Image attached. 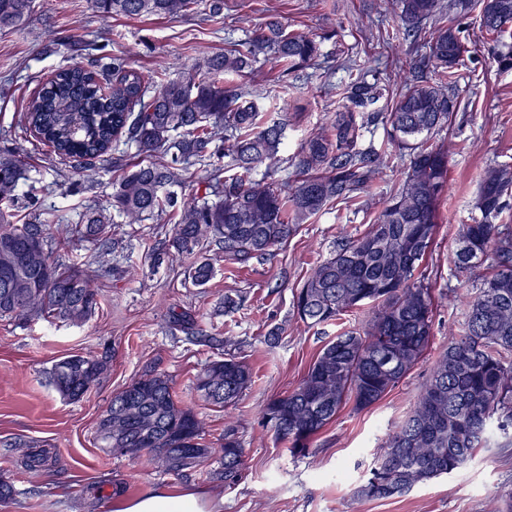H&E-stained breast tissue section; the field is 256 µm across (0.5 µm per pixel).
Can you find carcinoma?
<instances>
[{"label": "carcinoma", "mask_w": 512, "mask_h": 512, "mask_svg": "<svg viewBox=\"0 0 512 512\" xmlns=\"http://www.w3.org/2000/svg\"><path fill=\"white\" fill-rule=\"evenodd\" d=\"M103 17L185 16L196 0H91ZM404 39L416 44L423 27L436 23L425 53L415 61L395 60L398 70L424 65L437 79H414L385 111H368L383 93L355 78L340 93L342 110L329 132L307 137L291 160L295 184L271 174L256 178L260 166L280 161L288 119L262 121L258 102L224 76L253 73L258 56H271L289 73L320 56L312 37L287 28L274 16L233 52L184 65L174 78L144 75L124 58L103 54L57 70L33 93L23 113L29 129L53 151L83 164L96 175L93 160L123 144L139 160L121 166L107 205L86 210L56 237L52 225L34 213L15 220L20 184L30 180L20 155L0 153V317L60 319L85 323L99 304L93 279L56 256L52 243L75 239L112 251V224L169 217L173 227L155 261L173 264L195 257L216 243L224 255L243 263L263 259L296 233L299 225L328 206L357 198L395 155L357 147L362 125L382 124L409 163L398 189L389 195L364 232L346 237L309 274L294 297L305 324L342 319L369 307L361 330H349L324 345L300 383L271 399L264 419L294 454L347 405L356 412L382 400L426 357L438 307L419 270L434 242L441 196L448 183V151L425 145L449 125L457 99L449 87L455 69L470 53L460 30L440 21L480 12L482 31L496 38L498 69L512 70V0H397ZM33 0H0V29L23 24ZM208 167L203 195L186 199L189 167ZM512 190V166L485 169L475 199L480 217L462 225L455 266L466 272L486 261L489 272L478 293L465 301L462 327L448 325V347L409 416L387 440L361 496L385 500L412 487L462 469L479 448L512 447V229L497 223ZM214 268L206 260L188 267V279L206 285ZM105 358L70 355L52 366L58 394L77 401L107 371ZM250 367L234 356L208 362L196 389L208 403L235 404L252 383ZM98 447L109 455L122 450L151 454L163 470L180 477L220 454L224 481L233 482L245 464L236 428H224V443L212 448L203 422L178 403L168 376L149 370L112 396L106 422L97 426ZM48 449H31L17 464L25 470L54 464Z\"/></svg>", "instance_id": "carcinoma-1"}]
</instances>
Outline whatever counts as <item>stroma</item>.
I'll return each instance as SVG.
<instances>
[{
  "instance_id": "35a3bbf8",
  "label": "stroma",
  "mask_w": 512,
  "mask_h": 512,
  "mask_svg": "<svg viewBox=\"0 0 512 512\" xmlns=\"http://www.w3.org/2000/svg\"><path fill=\"white\" fill-rule=\"evenodd\" d=\"M271 10L320 46L319 58L302 77L263 57L254 80L243 84L258 93L267 118L288 117L281 158L293 156L309 134L326 127L342 104L339 87L352 79L385 88L379 107L395 96L400 78L386 60L365 53L370 36L389 42L393 56L408 52L394 0H224L218 16L211 13L210 0H200L194 13L182 17L108 19L90 0H35L21 27L0 31V151L19 149L30 167L31 181L22 193L33 194L50 224L62 229L87 207L106 204L119 176L105 156L96 163L95 181L84 182L20 120L32 91L53 71L77 62L75 45L94 40L106 44L108 53L126 56L142 73L164 68L174 74L185 61L252 36ZM457 25L478 50L456 71L461 105L451 127L429 139L447 149L449 163L436 239L425 264L437 291L472 297L486 270L456 271L457 235L476 217L473 201L485 168L512 165V70H498L491 45L481 40L478 12ZM401 181V169L387 172L360 193L358 203L313 216L265 260L234 264L207 248L215 270L203 287L185 280L182 266L152 265L150 254L165 237L153 220L116 224L123 247L107 261H99L91 244L70 248V261L101 285L95 316L81 326L0 319V479L15 489L0 503V512H112L115 499L162 487L204 492L220 502V512H488L512 491V447L480 449L463 471L399 498L376 501L356 494L447 346L449 324L464 321L463 305L440 303L425 361L368 409L344 408L305 454L290 453L263 417L269 400L295 388L330 339L367 319L361 311L310 327L297 317L293 296L342 234L364 231ZM174 311L189 313L197 329L172 323ZM104 353L110 366L98 385L80 401L62 399L49 380L53 363L72 354ZM230 355L250 365L253 381L235 405L222 409L204 401L194 382L207 361ZM151 368L168 374L177 400L203 421L207 441H217L225 424L236 427L246 462L234 483L200 472L176 478L149 455L117 458L98 448L95 429L113 395ZM18 439L50 448L55 464L37 471L16 467L5 447Z\"/></svg>"
}]
</instances>
